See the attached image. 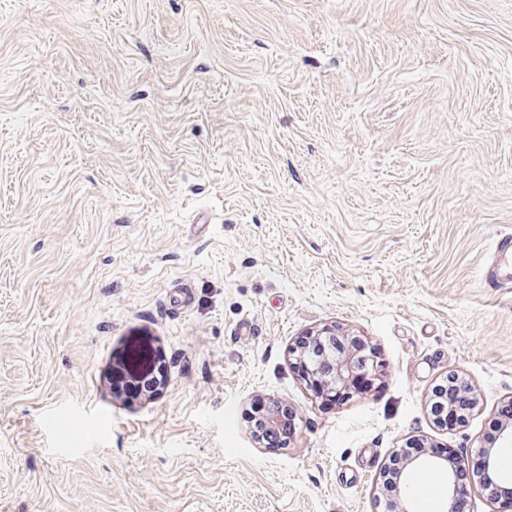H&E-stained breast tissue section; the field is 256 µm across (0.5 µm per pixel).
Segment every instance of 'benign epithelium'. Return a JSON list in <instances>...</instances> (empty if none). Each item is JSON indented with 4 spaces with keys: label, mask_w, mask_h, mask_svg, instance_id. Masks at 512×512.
Instances as JSON below:
<instances>
[{
    "label": "benign epithelium",
    "mask_w": 512,
    "mask_h": 512,
    "mask_svg": "<svg viewBox=\"0 0 512 512\" xmlns=\"http://www.w3.org/2000/svg\"><path fill=\"white\" fill-rule=\"evenodd\" d=\"M304 345L294 350L295 357L304 366L301 379L305 385H314L326 395L345 400L364 381L381 375V364L367 339L336 325L324 324L308 332ZM125 370L139 375L151 370L152 354L142 344L130 347L126 353ZM451 380L463 392L472 396V406L479 403L475 388L469 380L456 370L448 371ZM284 403L276 399L266 400L261 414V424L266 434H277L288 427V418L282 412ZM477 467V487L495 496L496 480L501 471V456L494 447H481L472 456H456L448 460L428 453H419L400 461L398 476L390 484L375 483L374 497L384 512H416L408 491L407 479L421 469L438 470L444 474L443 497L453 512V502L459 492L458 474Z\"/></svg>",
    "instance_id": "obj_1"
}]
</instances>
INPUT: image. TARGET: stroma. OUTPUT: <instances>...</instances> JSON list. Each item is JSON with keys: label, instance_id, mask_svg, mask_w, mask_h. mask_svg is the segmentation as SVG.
I'll return each mask as SVG.
<instances>
[{"label": "stroma", "instance_id": "1", "mask_svg": "<svg viewBox=\"0 0 512 512\" xmlns=\"http://www.w3.org/2000/svg\"><path fill=\"white\" fill-rule=\"evenodd\" d=\"M505 234L512 0H0V512H378L394 449L512 398ZM331 322L385 365L340 403L290 354ZM490 280L512 282V237L510 234L500 237L495 244V260ZM124 366L127 374L139 375L150 371L152 367L150 349L142 344L133 345L126 353ZM284 403L276 399H267L261 414V424L267 435L277 434L288 427V418L282 412Z\"/></svg>", "mask_w": 512, "mask_h": 512}]
</instances>
